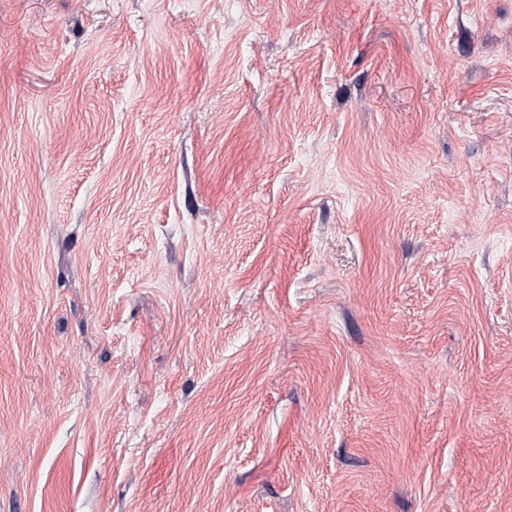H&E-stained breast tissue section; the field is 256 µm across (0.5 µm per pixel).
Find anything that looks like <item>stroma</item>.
Returning <instances> with one entry per match:
<instances>
[{"mask_svg": "<svg viewBox=\"0 0 512 512\" xmlns=\"http://www.w3.org/2000/svg\"><path fill=\"white\" fill-rule=\"evenodd\" d=\"M0 512H512V0H0Z\"/></svg>", "mask_w": 512, "mask_h": 512, "instance_id": "obj_1", "label": "stroma"}]
</instances>
